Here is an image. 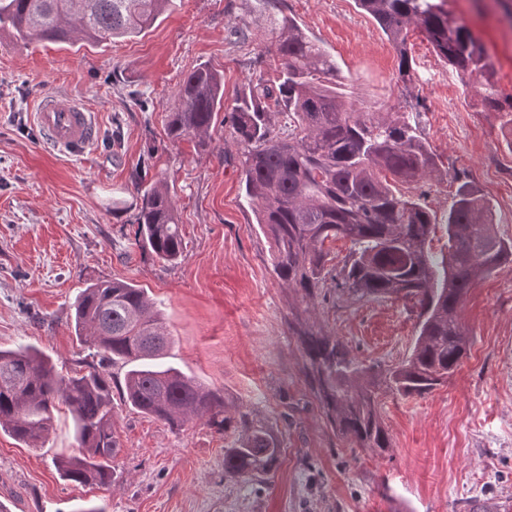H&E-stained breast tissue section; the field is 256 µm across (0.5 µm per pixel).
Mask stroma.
<instances>
[{
	"instance_id": "obj_1",
	"label": "stroma",
	"mask_w": 512,
	"mask_h": 512,
	"mask_svg": "<svg viewBox=\"0 0 512 512\" xmlns=\"http://www.w3.org/2000/svg\"><path fill=\"white\" fill-rule=\"evenodd\" d=\"M324 48L336 80L363 110L416 121L443 172L396 184L444 217L463 171L483 190L501 235L512 237V126L485 111L482 90L410 29L415 82L397 80L399 54L354 0H279ZM484 44L501 97L512 96V26L499 11L453 0ZM270 9L262 0H175L144 33L102 44L22 42L0 31V348L20 345L62 373L85 370L72 328L87 284L145 289L171 333L166 361L229 407L274 430L282 455L263 483L224 475L228 436L195 419L173 427L115 399V480L63 481L59 455L78 451L68 412L41 448L0 431V504L7 512H512V264L477 280L460 311L471 340L448 383L422 397L381 396L392 448L352 451L303 374L290 323L299 304L272 273L270 243L243 198L240 153L228 126L210 149L170 142L166 116L185 75L205 63L224 75L232 106L248 79L269 78ZM48 94L84 100L100 135L79 156L45 146L35 121ZM167 180L184 256L159 262L136 240L133 180ZM357 360L393 366L416 334L402 299L328 297L313 315Z\"/></svg>"
}]
</instances>
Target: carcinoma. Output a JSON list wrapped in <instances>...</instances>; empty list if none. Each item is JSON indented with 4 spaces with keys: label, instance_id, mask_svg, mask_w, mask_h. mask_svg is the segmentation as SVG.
I'll return each mask as SVG.
<instances>
[{
    "label": "carcinoma",
    "instance_id": "cac0c4a2",
    "mask_svg": "<svg viewBox=\"0 0 512 512\" xmlns=\"http://www.w3.org/2000/svg\"><path fill=\"white\" fill-rule=\"evenodd\" d=\"M172 0H0V29L21 40L100 44L137 36L153 26ZM395 44L397 80L414 82L405 47L415 26L436 54L484 89L490 112L512 113L500 98L488 54L450 8V0H354ZM276 75L245 84L229 116L242 156L244 197L270 240L276 278L315 308L327 283L336 295L405 299L414 303L417 331L409 357L376 371L345 345L309 321L294 332L304 371L337 436L352 447L382 454L390 438L380 396L422 397L446 380L467 356L468 333L459 311L480 278L512 263V238L498 234L492 209L478 186L457 174L459 186L444 217L447 242L430 248L436 217L421 203L392 189L387 176L415 185L439 172L437 157L408 119L362 112L336 87V62L280 14L270 21ZM224 111V76L205 63L187 73L168 110L166 135L190 139L198 152L212 142ZM139 198V242L158 260L183 257V236L166 182L133 184ZM351 243L341 269L325 244ZM72 327L91 350L88 371L63 375L29 347L0 348V430L31 448L45 443L54 411L68 408L78 454L55 461L60 477L78 485L108 487L119 442L112 430V372L130 366L122 400L172 427L205 418L235 435L224 449V473L241 483L258 481L277 466L281 442L249 414L229 409L224 393L205 388L164 363L169 332L144 289L122 281H98L80 294Z\"/></svg>",
    "mask_w": 512,
    "mask_h": 512
}]
</instances>
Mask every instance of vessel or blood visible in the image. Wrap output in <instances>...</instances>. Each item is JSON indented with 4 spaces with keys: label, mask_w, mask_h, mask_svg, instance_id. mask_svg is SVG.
I'll return each instance as SVG.
<instances>
[{
    "label": "vessel or blood",
    "mask_w": 512,
    "mask_h": 512,
    "mask_svg": "<svg viewBox=\"0 0 512 512\" xmlns=\"http://www.w3.org/2000/svg\"><path fill=\"white\" fill-rule=\"evenodd\" d=\"M36 120L54 148L69 155L82 152L99 133L93 113L71 97L44 98L36 112Z\"/></svg>",
    "instance_id": "vessel-or-blood-1"
}]
</instances>
